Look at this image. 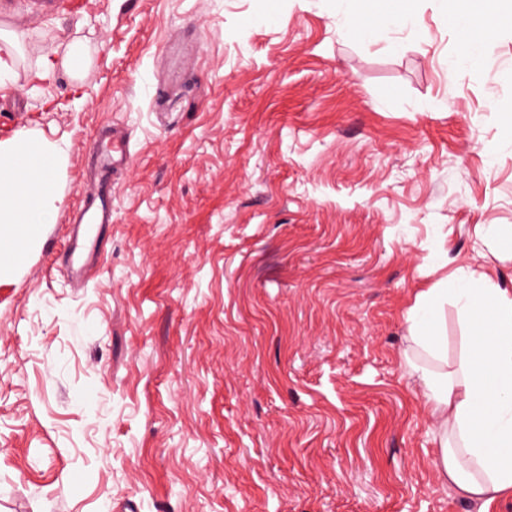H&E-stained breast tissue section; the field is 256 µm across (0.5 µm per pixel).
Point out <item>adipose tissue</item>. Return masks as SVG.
<instances>
[{"mask_svg":"<svg viewBox=\"0 0 512 512\" xmlns=\"http://www.w3.org/2000/svg\"><path fill=\"white\" fill-rule=\"evenodd\" d=\"M86 44L47 49L32 71L33 84L57 69L83 80ZM64 149L30 130L0 139V280L22 260V244H36L63 203L58 176ZM461 304L468 325L456 361L448 359L442 306ZM409 336L402 364L414 378L439 445L438 477L461 499L487 505L512 498V288L488 275L455 279L417 295L407 311Z\"/></svg>","mask_w":512,"mask_h":512,"instance_id":"1","label":"adipose tissue"}]
</instances>
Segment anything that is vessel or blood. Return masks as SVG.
I'll list each match as a JSON object with an SVG mask.
<instances>
[{"label": "vessel or blood", "mask_w": 512, "mask_h": 512, "mask_svg": "<svg viewBox=\"0 0 512 512\" xmlns=\"http://www.w3.org/2000/svg\"><path fill=\"white\" fill-rule=\"evenodd\" d=\"M90 192L68 216L65 263L72 277L84 279L99 262L102 242L112 224V179L128 158V140L112 127L103 128L91 146Z\"/></svg>", "instance_id": "b4317fda"}]
</instances>
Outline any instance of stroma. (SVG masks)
Wrapping results in <instances>:
<instances>
[{
	"label": "stroma",
	"mask_w": 512,
	"mask_h": 512,
	"mask_svg": "<svg viewBox=\"0 0 512 512\" xmlns=\"http://www.w3.org/2000/svg\"><path fill=\"white\" fill-rule=\"evenodd\" d=\"M0 0V138L67 152L51 246L0 283V512H477L400 356L416 295L512 288V26L452 0ZM88 38L81 93L30 88ZM130 157L84 284L58 256L104 125ZM461 5L448 16V24L454 27L461 28L467 32L473 31L470 34L464 50L458 57L451 63L450 68L458 69L460 67L472 66L479 62L480 59V44L484 40L485 34L476 30L475 19L467 5L469 1L475 0H458ZM0 40L4 42V47L0 48V89H3L5 86L4 80L13 79L18 64L19 45L22 43V38L20 33H4L0 30ZM59 66L66 69L73 79L82 81L89 67L86 44L80 40H71L66 44L62 55L53 48L42 51L32 70L33 88L51 80Z\"/></svg>",
	"instance_id": "stroma-1"
}]
</instances>
